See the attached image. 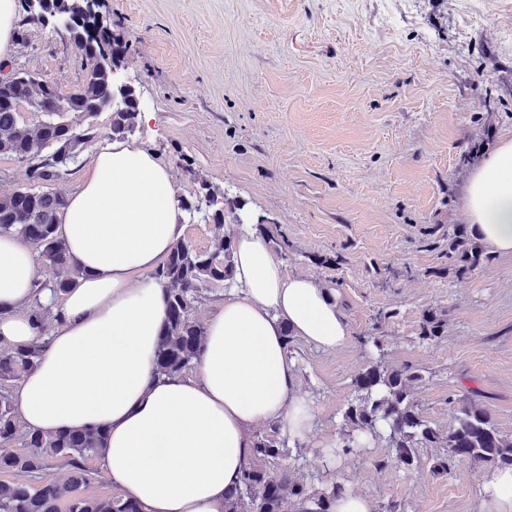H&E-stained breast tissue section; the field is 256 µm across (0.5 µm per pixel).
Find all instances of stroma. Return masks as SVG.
<instances>
[{"label": "stroma", "instance_id": "35a3bbf8", "mask_svg": "<svg viewBox=\"0 0 512 512\" xmlns=\"http://www.w3.org/2000/svg\"><path fill=\"white\" fill-rule=\"evenodd\" d=\"M126 52L118 82L133 86L149 124L131 143L152 150L178 196L202 186L244 200L224 214L230 237L264 224L286 273L335 283L352 330L324 352L293 339L299 388L315 407L305 439L273 424L279 457L309 490L343 485L374 512H474L490 462L437 474L446 454L423 448L414 469L383 439L334 458L353 380L372 360L417 371L414 401L448 429L466 402L512 438V256L487 254L466 277L448 256L465 227L462 189L499 138L512 134V0H101ZM483 22L471 26V15ZM88 62L51 29L29 24L0 61L60 94ZM339 253V266L317 256ZM446 336H418L424 311Z\"/></svg>", "mask_w": 512, "mask_h": 512}]
</instances>
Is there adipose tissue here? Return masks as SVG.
<instances>
[{"label":"adipose tissue","instance_id":"adipose-tissue-1","mask_svg":"<svg viewBox=\"0 0 512 512\" xmlns=\"http://www.w3.org/2000/svg\"><path fill=\"white\" fill-rule=\"evenodd\" d=\"M90 157L57 227L82 275L54 305L50 334L27 312L41 277L33 246L0 235V341L42 347L13 392L17 415L45 434L104 428L105 472L142 512H224L253 427L274 423L295 438L310 429L313 404L294 384L286 335L334 351L349 325L333 290L286 274L266 237L249 232L233 246L242 290L210 315L195 374L155 379L167 294L149 273L184 238V212L147 149L115 141ZM463 199L472 235L512 255V137L471 169ZM474 512H512V467L487 474Z\"/></svg>","mask_w":512,"mask_h":512}]
</instances>
